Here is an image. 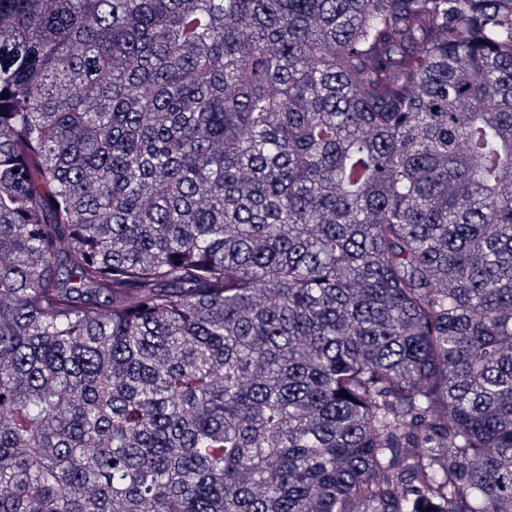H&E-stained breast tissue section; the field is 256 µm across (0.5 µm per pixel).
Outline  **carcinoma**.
<instances>
[{"mask_svg":"<svg viewBox=\"0 0 512 512\" xmlns=\"http://www.w3.org/2000/svg\"><path fill=\"white\" fill-rule=\"evenodd\" d=\"M0 512H512V0H0Z\"/></svg>","mask_w":512,"mask_h":512,"instance_id":"1","label":"carcinoma"}]
</instances>
